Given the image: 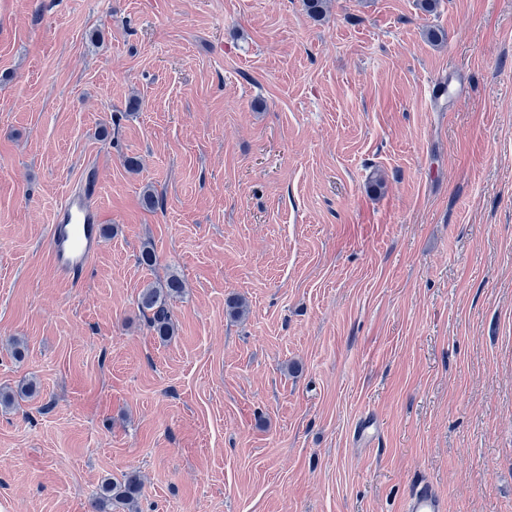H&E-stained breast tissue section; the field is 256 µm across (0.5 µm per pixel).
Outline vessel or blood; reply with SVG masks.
I'll list each match as a JSON object with an SVG mask.
<instances>
[{"label":"vessel or blood","mask_w":512,"mask_h":512,"mask_svg":"<svg viewBox=\"0 0 512 512\" xmlns=\"http://www.w3.org/2000/svg\"><path fill=\"white\" fill-rule=\"evenodd\" d=\"M95 194L93 183L85 182L81 190L67 192L54 212L47 249L56 272L64 279L81 278L89 259L103 246L101 214L93 201ZM404 509L405 512H445L442 497L427 483L413 489Z\"/></svg>","instance_id":"vessel-or-blood-1"}]
</instances>
